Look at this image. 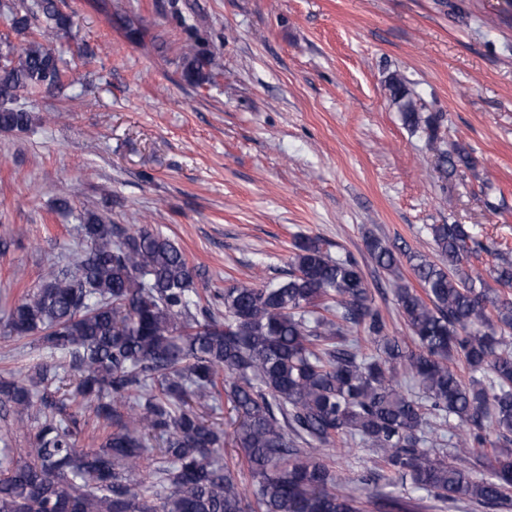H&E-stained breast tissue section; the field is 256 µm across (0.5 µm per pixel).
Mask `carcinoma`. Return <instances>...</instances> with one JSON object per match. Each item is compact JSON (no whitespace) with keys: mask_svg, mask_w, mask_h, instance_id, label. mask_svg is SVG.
Wrapping results in <instances>:
<instances>
[{"mask_svg":"<svg viewBox=\"0 0 512 512\" xmlns=\"http://www.w3.org/2000/svg\"><path fill=\"white\" fill-rule=\"evenodd\" d=\"M0 17L9 29L0 132L27 131L34 97L62 89L51 42L73 16L58 0H0ZM110 22L140 41L130 16L114 11ZM214 65L191 40L177 60L194 85ZM385 88L442 175L473 167L464 149L435 147L442 115L424 114L403 77L391 74ZM79 220L72 261L48 269L0 320L1 337L46 352L26 380L0 377V407L35 440L0 459V512H499L512 503V259L487 280L473 272L477 241L465 225H427L437 259L406 254L416 288L392 247L366 241L408 330L392 336L358 263L331 258L316 238L294 240L283 279L203 299L170 238L94 212ZM223 397L246 482L224 461V430L202 415ZM87 412L94 440L81 448ZM349 442L375 453L363 496L325 458ZM471 455L487 458L488 476H473Z\"/></svg>","mask_w":512,"mask_h":512,"instance_id":"cac0c4a2","label":"carcinoma"}]
</instances>
